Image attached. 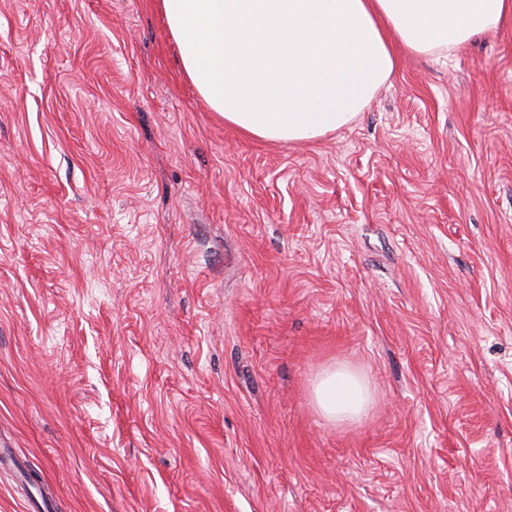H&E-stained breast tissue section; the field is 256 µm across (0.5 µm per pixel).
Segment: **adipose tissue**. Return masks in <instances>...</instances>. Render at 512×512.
I'll return each mask as SVG.
<instances>
[{"label":"adipose tissue","instance_id":"obj_1","mask_svg":"<svg viewBox=\"0 0 512 512\" xmlns=\"http://www.w3.org/2000/svg\"><path fill=\"white\" fill-rule=\"evenodd\" d=\"M184 72L244 134L300 142L347 126L393 74L399 52L448 56L512 19V0H161ZM332 421L361 417L369 388L326 372Z\"/></svg>","mask_w":512,"mask_h":512}]
</instances>
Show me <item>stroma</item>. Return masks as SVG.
<instances>
[{"label":"stroma","instance_id":"1","mask_svg":"<svg viewBox=\"0 0 512 512\" xmlns=\"http://www.w3.org/2000/svg\"><path fill=\"white\" fill-rule=\"evenodd\" d=\"M0 440L50 512H512V20L288 144L160 0H0ZM319 412L332 421L361 417L370 402L369 388L364 380L348 369L328 371L314 386Z\"/></svg>","mask_w":512,"mask_h":512}]
</instances>
